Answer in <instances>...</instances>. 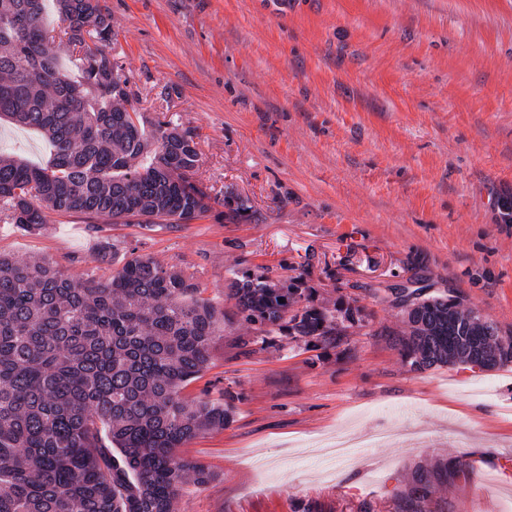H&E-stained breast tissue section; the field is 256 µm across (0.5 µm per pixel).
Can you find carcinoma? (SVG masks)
<instances>
[{"label":"carcinoma","instance_id":"obj_1","mask_svg":"<svg viewBox=\"0 0 512 512\" xmlns=\"http://www.w3.org/2000/svg\"><path fill=\"white\" fill-rule=\"evenodd\" d=\"M59 34L44 0H0V117L37 129L52 148L44 166L0 159V215L41 230L44 210L145 226L186 223L206 211L190 181L195 135L129 111L127 80L98 44L112 40L99 0H56ZM79 56L72 78L59 49ZM239 320L278 328L308 344L335 346L364 311L297 303L295 283L235 277ZM193 277L133 248L108 280L73 277L45 259L0 257V512H174L186 480L214 476L175 451L224 428L231 407L189 403L181 391L224 335V310ZM285 302H279V299ZM410 333L403 365L421 371L512 363V336L460 309L461 295L400 289ZM434 487L414 481L398 512H431Z\"/></svg>","mask_w":512,"mask_h":512}]
</instances>
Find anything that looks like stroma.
<instances>
[{"mask_svg": "<svg viewBox=\"0 0 512 512\" xmlns=\"http://www.w3.org/2000/svg\"><path fill=\"white\" fill-rule=\"evenodd\" d=\"M103 49L148 118L194 132L191 180L208 208L186 224H114L49 211L0 221V255L106 280L130 249L192 275L224 335L181 395L231 401L224 430L179 459L175 512H396L428 472L434 512H512V363L415 371L394 291L456 292L512 335V0H100ZM50 156L0 119V155ZM296 280L308 306L362 307L338 347L242 327L234 272ZM388 429L345 464L314 440ZM462 460L457 472L450 463Z\"/></svg>", "mask_w": 512, "mask_h": 512, "instance_id": "obj_1", "label": "stroma"}]
</instances>
